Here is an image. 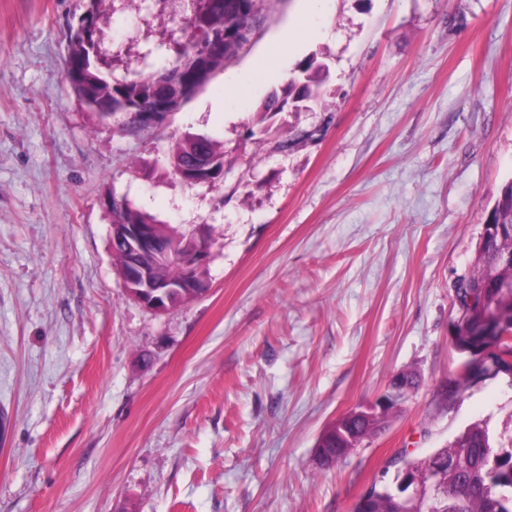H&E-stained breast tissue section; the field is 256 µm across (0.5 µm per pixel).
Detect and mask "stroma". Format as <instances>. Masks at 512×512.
<instances>
[{"instance_id":"35a3bbf8","label":"stroma","mask_w":512,"mask_h":512,"mask_svg":"<svg viewBox=\"0 0 512 512\" xmlns=\"http://www.w3.org/2000/svg\"><path fill=\"white\" fill-rule=\"evenodd\" d=\"M84 11L0 0V512H355L469 425L512 432L511 376L448 392L456 283L512 178V0H279L141 131L65 79ZM310 59L319 99L261 119ZM187 134L223 142V184L171 173ZM113 195L209 238L206 293L127 295ZM407 373L387 426L321 466V433Z\"/></svg>"}]
</instances>
